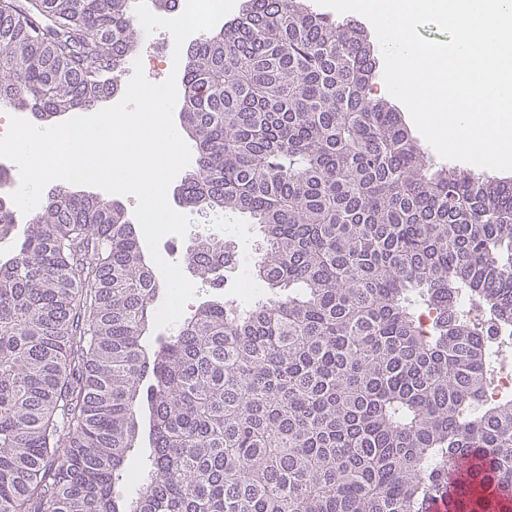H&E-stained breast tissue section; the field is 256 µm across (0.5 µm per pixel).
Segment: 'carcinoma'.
<instances>
[{
    "label": "carcinoma",
    "mask_w": 512,
    "mask_h": 512,
    "mask_svg": "<svg viewBox=\"0 0 512 512\" xmlns=\"http://www.w3.org/2000/svg\"><path fill=\"white\" fill-rule=\"evenodd\" d=\"M134 4L0 0V99L49 118L116 92ZM375 68L302 0H248L192 44L179 196L260 225L271 294L213 300L151 351L160 285L124 209L51 193L0 264V512H422L464 457L459 507L512 489V399H483V320L512 331V182L433 170ZM189 256L224 282L230 244Z\"/></svg>",
    "instance_id": "obj_1"
}]
</instances>
